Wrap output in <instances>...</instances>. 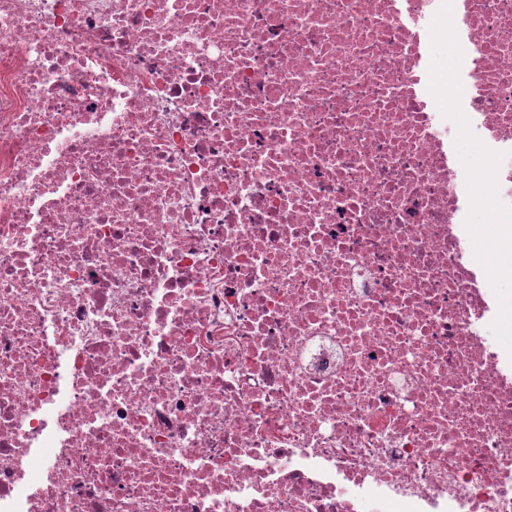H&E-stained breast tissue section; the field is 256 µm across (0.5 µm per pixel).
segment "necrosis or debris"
Wrapping results in <instances>:
<instances>
[{
  "label": "necrosis or debris",
  "mask_w": 512,
  "mask_h": 512,
  "mask_svg": "<svg viewBox=\"0 0 512 512\" xmlns=\"http://www.w3.org/2000/svg\"><path fill=\"white\" fill-rule=\"evenodd\" d=\"M439 5L0 0V512H512ZM453 21L512 206V0Z\"/></svg>",
  "instance_id": "obj_1"
}]
</instances>
